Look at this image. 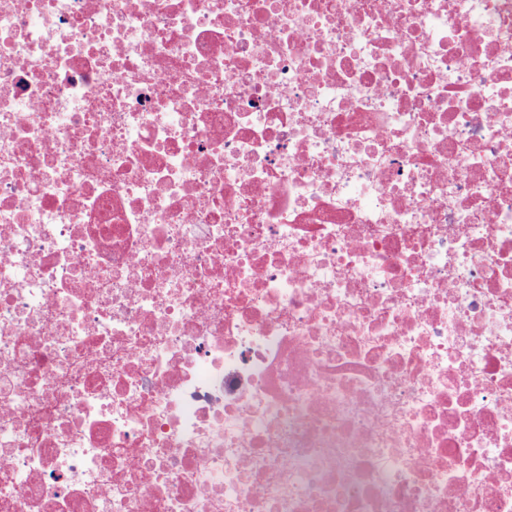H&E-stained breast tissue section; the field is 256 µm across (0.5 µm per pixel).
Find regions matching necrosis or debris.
I'll return each instance as SVG.
<instances>
[{
  "instance_id": "4bbe7bcc",
  "label": "necrosis or debris",
  "mask_w": 512,
  "mask_h": 512,
  "mask_svg": "<svg viewBox=\"0 0 512 512\" xmlns=\"http://www.w3.org/2000/svg\"><path fill=\"white\" fill-rule=\"evenodd\" d=\"M0 512H512V0H0Z\"/></svg>"
}]
</instances>
